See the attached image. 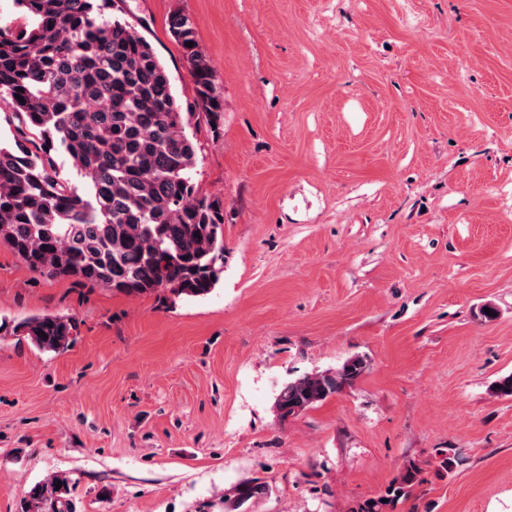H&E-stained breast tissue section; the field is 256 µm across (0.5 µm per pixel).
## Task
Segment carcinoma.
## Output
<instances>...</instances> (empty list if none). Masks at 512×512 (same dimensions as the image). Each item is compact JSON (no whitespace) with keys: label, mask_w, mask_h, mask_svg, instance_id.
<instances>
[{"label":"carcinoma","mask_w":512,"mask_h":512,"mask_svg":"<svg viewBox=\"0 0 512 512\" xmlns=\"http://www.w3.org/2000/svg\"><path fill=\"white\" fill-rule=\"evenodd\" d=\"M109 2L14 0L21 22L0 23V105L17 120L14 144L0 146V245L45 277L127 295L204 297L224 272V208L196 188L197 144L188 128L197 110L212 121L224 111L213 68L193 23L172 14L169 32L196 92L183 111L152 44L126 19L106 13ZM58 150L81 181L56 170ZM12 332L59 354L76 341L77 323L45 314ZM365 369L355 357L334 372L288 382L276 399L280 418L325 401ZM418 474L406 465L383 495L351 512H394ZM265 491L250 481L235 497L242 505ZM70 492L66 478L37 483L22 512H62Z\"/></svg>","instance_id":"cac0c4a2"}]
</instances>
